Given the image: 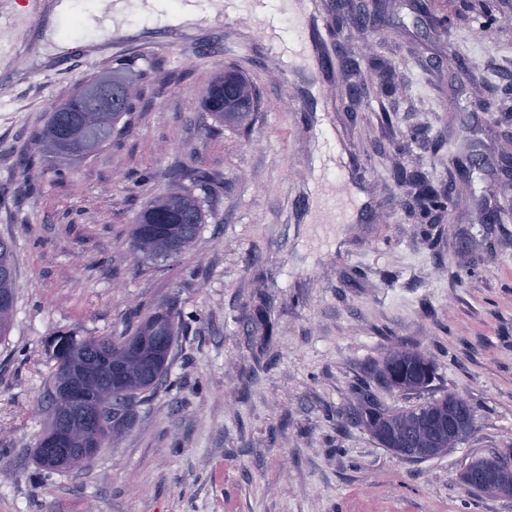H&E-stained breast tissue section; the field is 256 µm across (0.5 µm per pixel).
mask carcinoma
I'll return each instance as SVG.
<instances>
[{
    "label": "carcinoma",
    "instance_id": "carcinoma-1",
    "mask_svg": "<svg viewBox=\"0 0 512 512\" xmlns=\"http://www.w3.org/2000/svg\"><path fill=\"white\" fill-rule=\"evenodd\" d=\"M120 90L118 112L99 109L84 94L73 93L62 105L50 111L48 120L34 144L47 156L88 155L112 134L120 133L122 116L135 109L137 93L125 91L129 84L112 80ZM255 90L232 67L220 72L202 97L205 111L226 127L242 128L252 122ZM395 178L415 189L408 206L412 215H427L445 210L448 190L436 186L418 170L401 169ZM206 223L204 199L190 190H172L150 200L139 213L130 230L134 255L143 258H172L190 248ZM14 245L0 239V292L12 304L0 308V340L7 336L15 304ZM178 335V322L170 309H159L137 327L130 336L77 338L62 335L49 345L57 366V401L46 431L34 449L36 464L56 471L87 464L95 454L91 448L109 445L111 434L121 428L138 402V396L153 388L167 369L169 354ZM435 364L424 352L392 348L375 367L377 379L399 392L428 390L435 379ZM457 396L451 392L403 410H389L364 393L358 394L359 423L393 455L410 459L403 448L406 430L417 429L428 417L452 415L456 419L458 442L474 430V416H458ZM54 448L71 449V461L53 462ZM485 469L495 471L500 492L512 496V448L492 458H477L460 475V482L470 495L484 489L472 475Z\"/></svg>",
    "mask_w": 512,
    "mask_h": 512
}]
</instances>
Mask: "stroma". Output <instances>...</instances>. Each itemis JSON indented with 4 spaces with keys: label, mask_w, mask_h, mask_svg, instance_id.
Instances as JSON below:
<instances>
[{
    "label": "stroma",
    "mask_w": 512,
    "mask_h": 512,
    "mask_svg": "<svg viewBox=\"0 0 512 512\" xmlns=\"http://www.w3.org/2000/svg\"><path fill=\"white\" fill-rule=\"evenodd\" d=\"M41 9L0 0L13 26L0 36V238L16 268L0 512H512V497L469 496L458 480L512 446V223L497 222L495 193L512 177V0H387L384 23L328 34L314 65L286 76L248 12L194 31L147 30L133 13L137 35L50 58L44 20H27ZM375 55L398 93L385 95ZM118 65L139 93L123 135L87 156L36 154L49 109ZM227 66L259 90L245 130L203 110ZM458 153L473 160L463 180ZM400 166L453 183L458 204L436 224L409 218ZM198 169L195 244L134 260L140 210L168 185L194 189ZM316 184L339 190L336 223ZM167 307L179 336L154 395L87 466L38 468L53 337L121 336ZM400 342L435 360L426 396L451 391L475 411L472 436L445 455L401 460L352 417L361 387L390 409L426 397L373 377Z\"/></svg>",
    "instance_id": "35a3bbf8"
}]
</instances>
